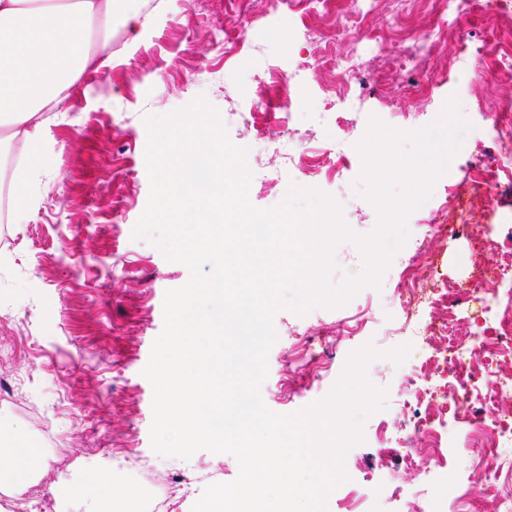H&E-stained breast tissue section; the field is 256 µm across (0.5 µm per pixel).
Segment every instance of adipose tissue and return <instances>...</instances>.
I'll list each match as a JSON object with an SVG mask.
<instances>
[{
	"label": "adipose tissue",
	"mask_w": 512,
	"mask_h": 512,
	"mask_svg": "<svg viewBox=\"0 0 512 512\" xmlns=\"http://www.w3.org/2000/svg\"><path fill=\"white\" fill-rule=\"evenodd\" d=\"M136 28L139 0H0V129L22 136L26 165L12 181L13 221L29 215L30 184L38 172L41 147L36 138L43 115L65 99L79 79L112 62L115 20ZM13 432L0 445V499H15L38 486L34 469L42 454L13 422L0 416V431ZM54 512H142L140 496L112 483L96 468L85 469L71 486L54 493Z\"/></svg>",
	"instance_id": "1"
}]
</instances>
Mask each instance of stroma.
I'll use <instances>...</instances> for the list:
<instances>
[{
  "label": "stroma",
  "instance_id": "35a3bbf8",
  "mask_svg": "<svg viewBox=\"0 0 512 512\" xmlns=\"http://www.w3.org/2000/svg\"><path fill=\"white\" fill-rule=\"evenodd\" d=\"M142 12L147 25L138 43L129 45L126 30L115 27L111 66L85 74L57 107L56 119L42 127L43 167L32 184L30 217L12 225L9 260L0 262V382L28 406L14 414L0 403V413L12 414L31 441L46 432L52 438L43 450L38 512H54L52 489L77 482L89 467L133 485L149 500L159 492L143 482L140 463L179 476L162 492L169 512H192L209 485L231 482L239 473L229 454L200 450L185 460L151 447L153 389L142 371L163 329L165 294L186 284L190 273L132 236L150 193L146 115H165L205 96L233 144L251 139L261 145L248 164L255 207L279 204L294 185L316 189L339 203L350 229L365 236L375 229L378 211L364 196L356 145L370 119L421 128L454 97L459 117L472 129L428 201L408 217L409 239L380 286L363 287L339 308L303 316L278 312V339L261 388L268 408L290 414L330 393L351 352L368 344L380 351L367 377L385 390L387 407L364 421L362 443L345 457L348 480L330 493L328 512H413L423 476L439 468L428 448H400L394 438L427 414L417 390L454 381L456 369L445 361L449 345L487 327L479 293L451 304L440 295L447 284L476 280L491 262L512 260L495 249L512 227V181L500 177L491 213L473 189L477 167L505 155L484 109L512 101V80H487L480 57L512 31V20L456 15V35L441 42L430 63L443 72L461 65L473 81L438 82L422 96L393 83L373 88L370 80L385 72L390 45L363 42L366 81L353 83L350 93L364 98L366 108L354 127L332 119L342 105L331 69L308 70V100L289 134L282 124L280 74L308 51L296 29L325 23L306 0H297L290 12L265 0H143ZM323 110L330 119L314 123V113ZM419 250L434 261L437 297L412 309L398 264ZM404 344L412 352L403 363L388 358ZM436 404L447 417L458 406L469 411L470 425L450 431L455 448L447 465L466 481L487 462L481 428L497 408L476 396L455 406L442 398ZM117 459L133 462V470L113 468Z\"/></svg>",
  "mask_w": 512,
  "mask_h": 512
}]
</instances>
